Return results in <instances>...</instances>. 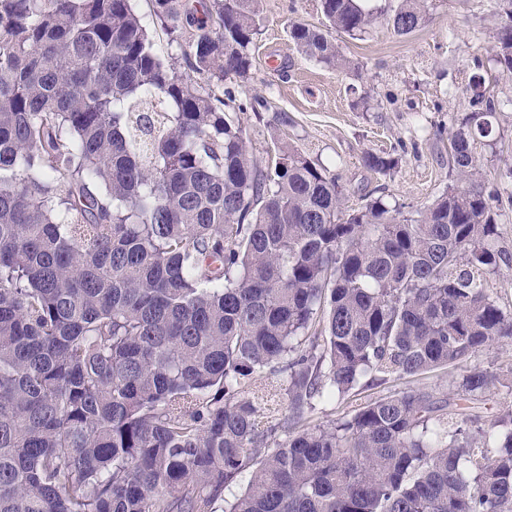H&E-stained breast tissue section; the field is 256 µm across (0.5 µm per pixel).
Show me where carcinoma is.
<instances>
[{"instance_id":"obj_1","label":"carcinoma","mask_w":512,"mask_h":512,"mask_svg":"<svg viewBox=\"0 0 512 512\" xmlns=\"http://www.w3.org/2000/svg\"><path fill=\"white\" fill-rule=\"evenodd\" d=\"M150 2L187 71L135 0H0V512H512V404L488 426L469 406L496 369L311 424L512 343L483 288L512 258L473 152L496 112L482 76L448 136L457 185L416 217L349 209L287 143L263 174L233 117L263 101L215 94L250 73L261 0ZM318 6L325 28L294 22L291 42L343 69L331 31L380 14ZM426 21L401 0L387 24ZM137 8L143 18L144 24L147 26L150 34L152 35L155 47L158 53L176 63L177 66L182 65V59L179 48L173 44L170 45L168 37L160 27V22L156 20L154 15H151L149 3L146 0H138ZM459 371H460L459 368L450 367V368H448L447 376L445 374V375H440L439 378L434 377V378H430V379L417 377V378H411V379H406V380H399V381L387 384L382 387L374 388V389L359 390V391L351 394L349 397H347L344 400H339V401L336 400V402L328 403V404L321 406L322 410H319L318 413L316 415H314L312 423L318 424V423L326 422L327 420H330V419L337 418L351 404L364 403V402L370 400L371 398L378 396L379 394L387 393L388 390L399 389L406 385H411V386L432 385V387H434V385L436 384V387L440 386L438 392H442V390L446 391L445 390L446 379L448 381L449 379H451V377L453 375H456ZM321 411L323 413H321Z\"/></svg>"}]
</instances>
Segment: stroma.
Instances as JSON below:
<instances>
[{"label": "stroma", "mask_w": 512, "mask_h": 512, "mask_svg": "<svg viewBox=\"0 0 512 512\" xmlns=\"http://www.w3.org/2000/svg\"><path fill=\"white\" fill-rule=\"evenodd\" d=\"M498 0H428L429 19L398 36L378 25L360 37L336 34L349 60L340 71L298 54L291 22L321 26L317 0H263L253 66L241 83L264 105L238 119L251 157L272 166L273 142L291 144L336 174L346 203L381 198L416 216L454 182L446 129L471 112L466 86L482 74L494 94L493 134L474 145L488 190L498 192L499 249L512 254V75L492 61ZM397 158L389 174L364 153Z\"/></svg>", "instance_id": "obj_1"}]
</instances>
